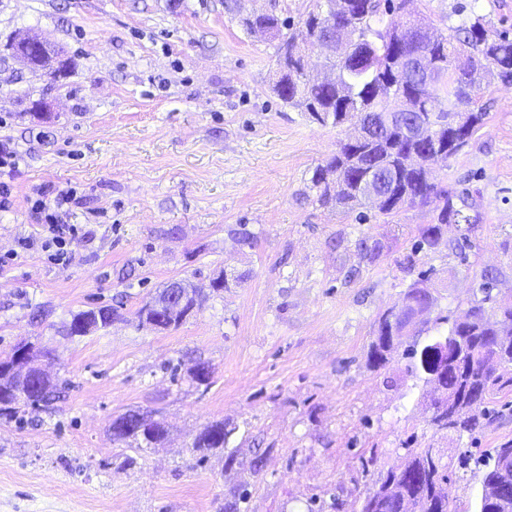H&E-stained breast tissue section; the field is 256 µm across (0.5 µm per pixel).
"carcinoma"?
<instances>
[{"label": "carcinoma", "mask_w": 512, "mask_h": 512, "mask_svg": "<svg viewBox=\"0 0 512 512\" xmlns=\"http://www.w3.org/2000/svg\"><path fill=\"white\" fill-rule=\"evenodd\" d=\"M414 0H317L316 7L301 20L312 33L311 44H324L331 40L339 27H349L364 51L348 58H327V62L345 74L338 87L318 82L317 77L303 65L306 44L292 32V24L275 14H247L241 18L250 31L266 30L278 40L275 51V92L283 103L307 113L321 125H360V130L336 144L334 152L324 163L315 167L310 179L315 190L316 202L327 208L345 213L359 212L366 215L368 199L361 182L372 174L386 194L376 208L383 216L398 214L407 206L425 204L430 199L438 201L436 222L418 231L411 254L406 258L409 268H414L415 256L436 249L442 242L444 226L465 224L472 233L477 228L479 213L469 214L457 206V194L438 186L427 176L423 167L415 166L413 156L425 157L439 148L453 157L468 144L473 135L484 125L487 112L483 98L481 76L512 84V38L499 33L486 24L484 17L472 11L461 17L459 24L448 27L444 33L425 19L414 16L408 9ZM406 11L409 24L414 29L411 38L399 42L394 39L389 22L384 28L374 27L376 18L389 15L397 18ZM458 54L469 57L467 67L449 68ZM421 56L434 67L435 79L426 82L416 71L402 66L407 57ZM395 100H403L412 107L401 112L395 121L383 119V114ZM421 121L431 128L430 136L415 142L406 136L403 126ZM359 254L374 258L383 248L377 239L362 237L357 240ZM498 272L484 270L478 284L482 297L474 300L465 319L439 314L433 327L447 326V331L421 343L413 341L407 355L411 358L410 370L417 377L428 380L431 363L429 350L437 340L462 341L466 347L497 345L502 367L498 373L485 374L480 367H471L460 378L448 371L439 376L448 397L463 403L465 409L453 419L448 412L432 416L431 422L439 431L470 436L482 431L492 420L512 413L505 404L501 409L487 407L489 401L503 390L512 389V299L496 301L493 295ZM428 279L425 272L418 273V280L408 287L404 300L406 306L395 314H383L377 323L374 339L370 344L369 360L379 366L391 357L394 345L390 336H420L429 331L428 321L416 317V309L434 306L435 298L423 286ZM229 287L228 278L220 274L212 278L209 286L197 289L188 298L184 310L175 316L160 313L145 305L140 312L147 319L161 322L165 328H177L194 316L206 300L219 295ZM117 317V310L110 306L79 311L72 316L68 332L72 336H86L109 327ZM24 353L32 366L50 358V352L32 342L17 345L10 353L0 356V417L12 419L21 408L42 404L52 405L57 399L56 384L41 380H22L7 375L15 355ZM112 440L128 446L153 448L166 436L164 426L145 418L140 425L120 427L112 421ZM228 433L224 423L212 422L195 437L193 450L198 461H204L211 452L222 450ZM512 457V439L505 441L484 458L461 453L456 457V468L468 470L471 466L486 467L481 487L493 485L496 469L505 457ZM408 469L403 475L390 470L377 490L383 500L381 512H457L448 499L450 469L442 464L441 457L432 448L412 449L407 457Z\"/></svg>", "instance_id": "carcinoma-1"}]
</instances>
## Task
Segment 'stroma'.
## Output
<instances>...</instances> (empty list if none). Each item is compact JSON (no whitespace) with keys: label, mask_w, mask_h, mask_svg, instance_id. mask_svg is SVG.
Here are the masks:
<instances>
[{"label":"stroma","mask_w":512,"mask_h":512,"mask_svg":"<svg viewBox=\"0 0 512 512\" xmlns=\"http://www.w3.org/2000/svg\"><path fill=\"white\" fill-rule=\"evenodd\" d=\"M225 3L0 0V144L21 157L0 169L11 200L0 211V355L23 341L48 348L61 384L53 408L0 420V512H219L243 483L241 512H360L409 450L480 455L512 438V420L470 437L436 431L430 387L408 358L370 365L377 319L414 281L403 260L435 206L363 223L319 207L312 172L348 129L279 100L275 40ZM462 4L512 32V0H417L415 12L444 30ZM27 34L64 48V74L12 56ZM483 102L485 125L435 167L476 201L479 228L448 225L437 249L416 254L435 312L453 317L483 270L512 296V85L487 83ZM63 193L77 232L58 263L21 242L42 222L37 202ZM466 236L463 263L454 247ZM362 237L382 241L375 260L360 257ZM222 271L237 284L179 328L139 321L170 283L204 287ZM102 305L117 308L112 325L69 335L73 314ZM200 362L213 371L206 387L191 375ZM128 411L162 422L165 443L113 442ZM214 421L228 450L197 465L193 439Z\"/></svg>","instance_id":"stroma-1"}]
</instances>
